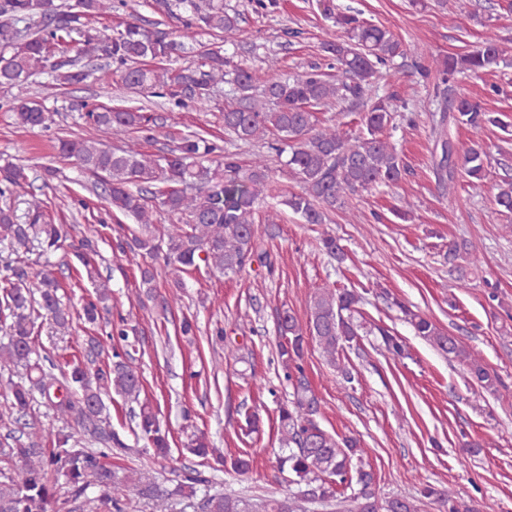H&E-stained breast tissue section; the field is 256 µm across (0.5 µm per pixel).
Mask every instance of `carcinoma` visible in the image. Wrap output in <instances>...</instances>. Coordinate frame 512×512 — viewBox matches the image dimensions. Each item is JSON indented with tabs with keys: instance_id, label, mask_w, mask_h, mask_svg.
I'll use <instances>...</instances> for the list:
<instances>
[{
	"instance_id": "carcinoma-1",
	"label": "carcinoma",
	"mask_w": 512,
	"mask_h": 512,
	"mask_svg": "<svg viewBox=\"0 0 512 512\" xmlns=\"http://www.w3.org/2000/svg\"><path fill=\"white\" fill-rule=\"evenodd\" d=\"M186 14V27H196L228 38L239 28L241 14L224 10V0H176ZM325 18L336 23L341 35L323 43V51L336 62L339 74L324 73L311 65L301 74L288 78H262L257 70L232 64L220 50L200 51L202 62L196 67L164 68L162 63L179 54L184 45L174 32L159 26L146 28L132 19L107 34L93 20L112 15V0H0V87L17 89L11 111L15 124L24 128L43 127L49 119L46 108L26 96L30 78L44 74L58 85L86 81L91 73L76 66L75 60L104 57L121 68V81L139 93H163L180 101L204 103L215 87L233 86V97L224 103V132L240 141L266 143L277 156L287 155L285 166L296 180L299 191L283 204L300 215L305 224H322L325 212L336 208L344 197L368 191L378 185H392L407 175V167L386 136L397 112L392 95L378 96L377 65L407 56L405 44L388 29L361 19L356 14L336 12L334 0H321ZM507 50L487 44L463 54L450 55L437 62L440 111L452 114L458 122L473 128L493 124L488 113L465 95L449 94L448 82L459 70L488 71L505 60ZM347 108L361 114V129L352 136L336 124L319 125L317 111L325 107ZM84 121L85 133L58 140L60 154L105 185L106 201L113 211L132 216L140 233L118 238L116 248L154 255L166 250L167 262L182 271L202 261L210 270L223 275L240 272L257 254L253 212L262 196H275V188L262 171L244 173L235 154L209 138L195 133L180 138L162 156L101 147L87 136L91 131L150 132L156 117L141 110L88 104H73ZM486 153L473 144L457 154L449 140L443 141L440 171L452 181L459 171L480 179L484 176ZM0 193L30 185L28 168L7 165L0 168ZM495 205L512 213V178L503 182ZM163 209L176 221L167 238L156 237L151 224L154 213ZM67 239L61 224L47 221L38 200L33 201L25 222H17L15 210L0 208V241H9L17 254L30 252L38 243L42 254L58 250ZM93 241L85 239L76 247V257L96 282L97 270L90 254ZM29 265L24 260L6 267L0 280V316L8 314L11 334L0 345V371L21 366L27 381L10 386V408L26 415L36 397L60 414L76 415L83 437L63 430L55 434V447L47 450L35 443L12 449L25 466L19 481L0 483V512H47L48 472L61 474L71 483L75 497L87 496L91 487L101 491L100 506L112 512V471L99 464L90 451L91 442L110 450L124 447L112 431L104 414L102 394L115 393L140 403L139 426L152 442L155 454L164 458L168 444L161 432L157 411L150 400H140L142 378L125 357L115 352L89 374L74 366L68 378L60 381L51 372L54 363L44 367L33 346L35 321L32 315L49 316L58 326L71 321L69 310L58 295L59 282L50 270L41 272L40 287H27ZM96 297L83 306L85 322L97 321L102 309L112 300L109 288L100 284ZM361 296L347 289L318 295L307 327H302L288 309L277 312L276 324L282 341L279 354L286 370L301 377L294 384L291 407L280 410V423L294 444L281 464L289 465L299 486V498L308 503L336 502L338 512H376L378 500L374 473L353 464L359 455L354 438L336 439L315 422L316 399L300 361L308 338L335 358L343 344L357 336L353 321L355 305ZM415 333L444 353L467 357L455 337L444 332L431 319L400 307ZM386 350L395 357L404 355L400 339L387 329H379ZM355 473V488L346 495L337 489L345 476ZM202 512H246L239 500L224 496L204 501Z\"/></svg>"
}]
</instances>
